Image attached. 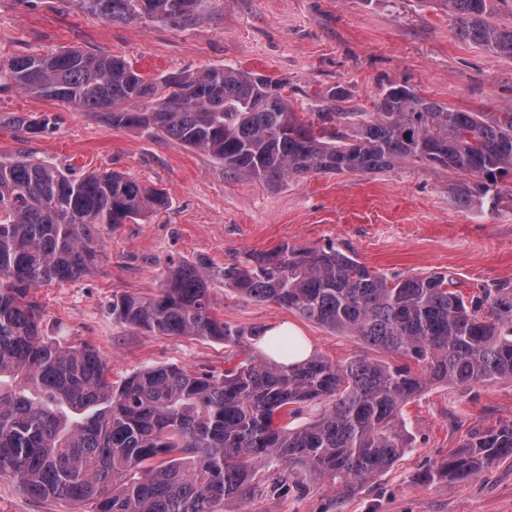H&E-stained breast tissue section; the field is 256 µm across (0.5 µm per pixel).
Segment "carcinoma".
<instances>
[{
	"instance_id": "carcinoma-1",
	"label": "carcinoma",
	"mask_w": 512,
	"mask_h": 512,
	"mask_svg": "<svg viewBox=\"0 0 512 512\" xmlns=\"http://www.w3.org/2000/svg\"><path fill=\"white\" fill-rule=\"evenodd\" d=\"M110 22L202 20L205 0H75ZM467 42L512 55V28L495 26L491 0H439ZM18 88L91 112L114 128L162 134L224 166L276 184L313 172L379 174L400 165L452 173L456 203L497 206L512 197V111L463 112L389 86L373 112H347L336 86L303 117L285 84L233 66L148 80L123 58L77 49L13 57L0 91ZM27 134L48 115H17ZM168 204L162 189L117 172L73 178L32 158L0 162V476L37 499L88 512H240L264 470L267 496L329 478L350 492L408 447L401 409L432 383L512 379V288L470 299L446 276L386 277L344 251L281 244L246 251L224 285L272 301L392 361L339 364L312 355L288 367L248 359L222 374L168 366L112 382L88 346L43 334L34 289L90 270L112 229ZM204 264L172 265L149 299H112L114 321L162 336L238 343L245 331L213 314ZM328 408L300 429L282 420L301 405ZM512 457V422L475 434L421 474L467 480Z\"/></svg>"
}]
</instances>
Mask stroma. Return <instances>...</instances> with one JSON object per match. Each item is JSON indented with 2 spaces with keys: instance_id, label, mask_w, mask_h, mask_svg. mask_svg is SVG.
I'll use <instances>...</instances> for the list:
<instances>
[{
  "instance_id": "1",
  "label": "stroma",
  "mask_w": 512,
  "mask_h": 512,
  "mask_svg": "<svg viewBox=\"0 0 512 512\" xmlns=\"http://www.w3.org/2000/svg\"><path fill=\"white\" fill-rule=\"evenodd\" d=\"M202 23L175 27L111 23L79 13L73 0H0V62L76 48L126 59L143 77L231 65L283 80L296 112H314L335 86L349 112H369L383 89L404 84L464 112L512 110V56L463 41L439 0H210ZM47 114L56 126L32 136L12 116ZM29 156L79 177L117 171L164 189L168 205L103 230L104 254L78 279L37 288L45 334L93 347L118 381L151 366L220 373L261 356L257 341L233 345L160 336L117 323L112 298L157 294L174 263L223 269L246 251L282 243L334 246L371 271L440 273L464 296L512 287V199L496 209L458 205L452 174L407 165L381 174H308L278 184L233 172L165 136L115 129L91 114L21 90L0 93V158ZM214 314L237 329L299 327L314 353L344 363L381 352L272 302H257L213 278ZM410 448L349 494L312 479L302 493L248 497L243 512H512V457L468 480L425 483L420 475L471 435L512 421V380L428 385L402 409ZM0 512H79L61 499L29 497L0 477Z\"/></svg>"
}]
</instances>
